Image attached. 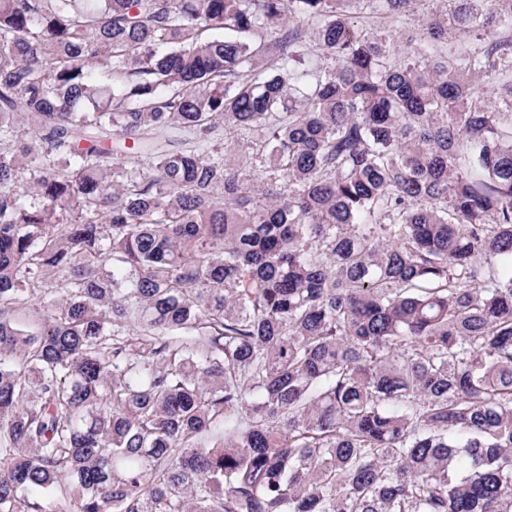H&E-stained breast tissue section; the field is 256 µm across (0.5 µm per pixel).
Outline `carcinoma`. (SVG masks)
Here are the masks:
<instances>
[{
    "instance_id": "obj_1",
    "label": "carcinoma",
    "mask_w": 512,
    "mask_h": 512,
    "mask_svg": "<svg viewBox=\"0 0 512 512\" xmlns=\"http://www.w3.org/2000/svg\"><path fill=\"white\" fill-rule=\"evenodd\" d=\"M415 2L0 0V512H512V0Z\"/></svg>"
}]
</instances>
